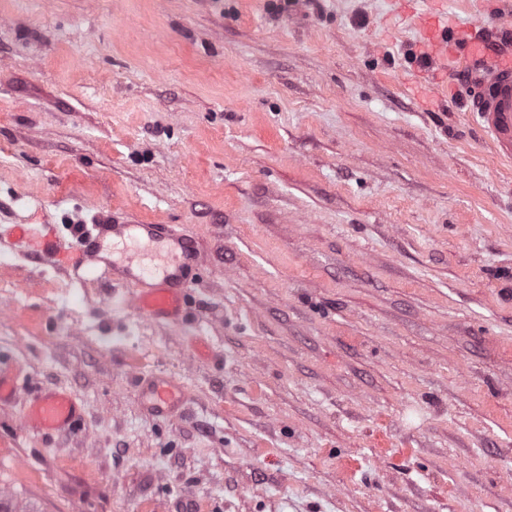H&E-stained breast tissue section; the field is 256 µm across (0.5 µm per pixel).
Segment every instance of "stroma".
<instances>
[{
    "label": "stroma",
    "mask_w": 512,
    "mask_h": 512,
    "mask_svg": "<svg viewBox=\"0 0 512 512\" xmlns=\"http://www.w3.org/2000/svg\"><path fill=\"white\" fill-rule=\"evenodd\" d=\"M501 0H0V497L34 512H512V161L428 15ZM178 224L181 321L9 230ZM184 411L151 415L135 375ZM71 394L74 435L26 432ZM23 385L19 376L9 367L0 365V404L12 402L20 392ZM136 385L143 405L155 416L166 418L187 400L183 384L165 375H137ZM81 406L68 393L44 391L33 394L25 411L24 426L51 433L75 429L81 421Z\"/></svg>",
    "instance_id": "1"
}]
</instances>
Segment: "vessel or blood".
<instances>
[{
  "label": "vessel or blood",
  "instance_id": "obj_1",
  "mask_svg": "<svg viewBox=\"0 0 512 512\" xmlns=\"http://www.w3.org/2000/svg\"><path fill=\"white\" fill-rule=\"evenodd\" d=\"M427 42L422 58L447 59L453 40L465 45L462 60L470 72V109L499 157L512 159V39L503 33L485 29L460 36L448 31L446 22L437 18L425 21ZM72 235L80 245L74 274L91 275L100 280H116L123 293L112 296V304L129 308L152 320H175L182 316L186 298L194 281L193 269L201 263L194 236L183 227L167 224H76ZM12 236L27 244L31 251L46 258L56 257L60 240L55 236H35L29 225L17 224ZM166 242L168 250L158 273H146L137 254L116 253L120 243L150 245ZM136 385L147 410L168 417L187 400L183 384L165 375H139ZM21 389L19 377L0 365V404L12 402ZM82 417L80 405L68 393L44 391L33 394L27 404L26 428L51 433L75 429Z\"/></svg>",
  "mask_w": 512,
  "mask_h": 512
}]
</instances>
